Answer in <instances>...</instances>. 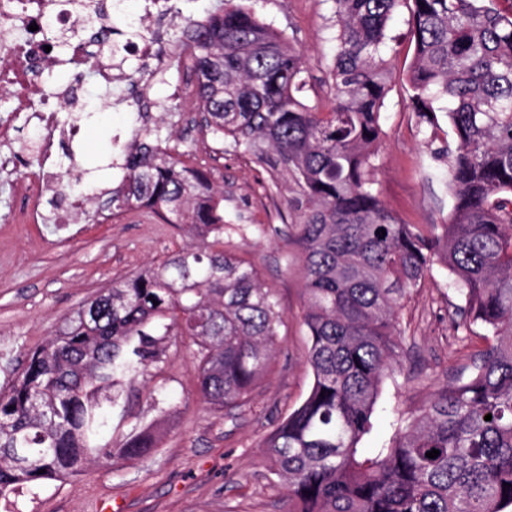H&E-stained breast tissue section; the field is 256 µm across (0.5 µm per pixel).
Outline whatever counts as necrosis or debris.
Returning <instances> with one entry per match:
<instances>
[{
	"instance_id": "4bbe7bcc",
	"label": "necrosis or debris",
	"mask_w": 512,
	"mask_h": 512,
	"mask_svg": "<svg viewBox=\"0 0 512 512\" xmlns=\"http://www.w3.org/2000/svg\"><path fill=\"white\" fill-rule=\"evenodd\" d=\"M97 0H0V93L10 100L14 112L36 113L42 132L34 144L41 159L37 180L28 186L33 199L46 192H59V175L55 170V145L61 137L77 138L79 129H63L59 117L72 101L62 93L47 94L43 90V70L57 61L56 52L47 48V27L60 31L96 22L98 27L110 24L108 15L97 13ZM121 62L112 61L106 53L95 58L87 54L71 57L74 69L93 63V79L101 86L124 80L123 61L134 59L157 68L167 67L168 44L158 34L131 40L121 50Z\"/></svg>"
}]
</instances>
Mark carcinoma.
<instances>
[{
	"mask_svg": "<svg viewBox=\"0 0 512 512\" xmlns=\"http://www.w3.org/2000/svg\"><path fill=\"white\" fill-rule=\"evenodd\" d=\"M333 3L327 112L305 95L303 56L246 0H224L181 31L201 126L288 180L284 219L302 248L313 383L265 454L288 512H512V0ZM402 7L424 140L437 139L439 112L455 135L452 206L434 236L400 223L375 189L389 22ZM141 34L112 25L98 42L116 49L113 36ZM114 157L123 176L110 215L147 209L193 241L90 296L0 390L1 496L77 476L94 457L132 462L157 448L149 426L118 442L105 433L131 385L179 339L196 347L198 392L214 410L240 407L272 370L283 312L258 270L224 249V198L207 173L162 145L140 112ZM436 255L463 301L455 315L493 343L467 379L437 390L365 457L359 443L399 362V312ZM433 449L440 455L426 457Z\"/></svg>",
	"mask_w": 512,
	"mask_h": 512,
	"instance_id": "carcinoma-1",
	"label": "carcinoma"
}]
</instances>
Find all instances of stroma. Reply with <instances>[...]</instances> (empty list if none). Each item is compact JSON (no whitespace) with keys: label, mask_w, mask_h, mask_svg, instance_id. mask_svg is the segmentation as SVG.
<instances>
[{"label":"stroma","mask_w":512,"mask_h":512,"mask_svg":"<svg viewBox=\"0 0 512 512\" xmlns=\"http://www.w3.org/2000/svg\"><path fill=\"white\" fill-rule=\"evenodd\" d=\"M172 19L154 20L153 30L168 43L178 41L185 19L199 20L217 0H174ZM254 8L272 28L293 38L304 54L314 84L307 97L327 105L319 85L332 58L331 33L336 17L332 0H256ZM409 11L391 23L394 79L382 113L386 137L380 147L375 179L385 207L401 223L424 234L439 232L448 220L451 199L445 165L423 142L419 119L409 100L407 73L413 58ZM189 54L175 56L162 73L140 72L137 61L124 65L132 78L100 88L91 75L75 79L68 65L43 75L47 92L76 89L87 111L110 105L84 138L59 149L62 170L87 173L99 189L119 184L122 172L109 168L110 145L117 130L130 126L133 103L150 99L158 112L177 111L165 134L192 165L208 172L213 188L224 196V247L253 264L284 313L285 324L275 366L251 398L231 412L209 409L197 390L198 371L188 344L171 348L167 363L150 369L134 385L131 415L113 421L108 440L117 441L133 427L159 416L152 397L171 393L176 413L163 425L154 451L134 462L91 461L80 475L40 486H22L0 496V512H286L285 492L271 474L262 443L308 395L312 375L305 364L308 337L302 324L304 280L296 229L283 223L288 183L272 180L249 157L231 145L214 142L194 126L195 80ZM39 167L22 155L13 170L0 173V387L23 368L26 354L55 337L66 319L100 288L178 251L184 230L144 210L115 219L57 225L55 196L41 200L43 219L22 220L24 186ZM460 297L447 270L434 264L401 312L405 357L381 389L379 412L362 448L381 446L390 436L387 418L411 417L447 382L466 376L475 354L488 345L481 329H456L450 315Z\"/></svg>","instance_id":"stroma-1"}]
</instances>
